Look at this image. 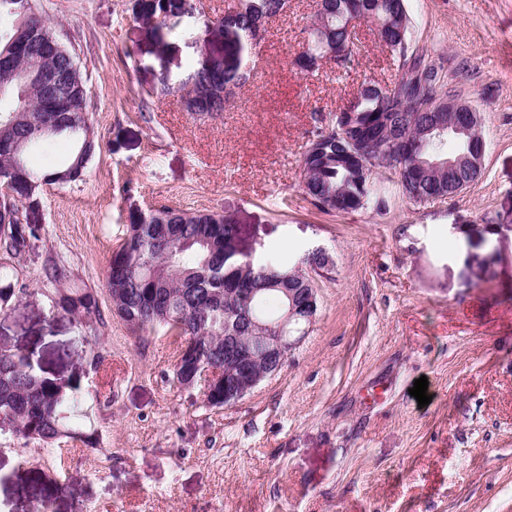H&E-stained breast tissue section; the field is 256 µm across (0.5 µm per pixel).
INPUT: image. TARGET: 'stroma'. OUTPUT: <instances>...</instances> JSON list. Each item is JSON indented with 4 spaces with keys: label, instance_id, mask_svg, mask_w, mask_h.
<instances>
[{
    "label": "stroma",
    "instance_id": "1",
    "mask_svg": "<svg viewBox=\"0 0 512 512\" xmlns=\"http://www.w3.org/2000/svg\"><path fill=\"white\" fill-rule=\"evenodd\" d=\"M318 0H288L248 62L251 78L216 119L162 91L220 57L202 14L164 39L135 0H30L87 77L101 149L81 180L45 184L44 234L17 260L0 344L41 374L79 376L96 447L0 436V512H512V0H406L413 47L442 60L441 94L482 118L481 179L447 200L400 194L386 209L320 212L301 186L313 132L399 60L359 29L350 71L301 72ZM207 209L237 225V247L287 265L322 248L315 322L283 367L230 406L173 379L164 329L135 335L114 315L104 360L77 318L51 315L46 256L97 292L130 212ZM427 377L432 401L410 395Z\"/></svg>",
    "mask_w": 512,
    "mask_h": 512
}]
</instances>
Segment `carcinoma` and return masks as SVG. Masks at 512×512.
<instances>
[{
	"label": "carcinoma",
	"mask_w": 512,
	"mask_h": 512,
	"mask_svg": "<svg viewBox=\"0 0 512 512\" xmlns=\"http://www.w3.org/2000/svg\"><path fill=\"white\" fill-rule=\"evenodd\" d=\"M232 31L214 28L223 39L224 61L196 68L189 76L198 111L224 110V104L207 95L208 88L242 87L248 75L243 57L253 47L255 24L275 19L288 9V0H240ZM193 0H135V18L160 31L170 29L192 14ZM365 20L375 26L380 40L401 59L395 81L379 89L367 83L338 110V115L317 129L303 154L300 176L305 195L324 213L334 212L331 202L342 197V210L368 204L386 205L383 173L400 174L399 193L414 203L443 195L464 174H448L429 162L458 155L468 149V139L434 135L438 113L424 104L440 99L437 84L441 68L425 54L409 51L411 41L405 0H323L315 33L300 54L298 64L318 66L331 47L336 64L346 67L360 51L352 23ZM40 25L52 32L45 20L28 17L26 0H0V53H12L29 32ZM72 52L65 49L53 60L41 56L23 59L33 71L54 64L67 67ZM35 93L23 82L0 76V145L25 144L17 157L0 150V188L11 193L13 209L0 213V249L23 258L42 239L43 226L19 223V208L36 203L39 188L47 183L79 180L86 164L100 148L98 138L86 142L82 123L86 83L81 69L67 75L63 95L69 112H33L29 100ZM350 112L346 120L342 113ZM60 137L73 147L70 156L53 171L30 166L31 153L47 150ZM373 171L361 170L360 162ZM122 242L109 261L104 288L111 311L129 326L144 330L161 327L186 338L187 345L174 370L180 379L199 365L224 367V337L249 335L250 319L275 323L285 311V288H298L306 273L275 260L255 263L233 251L236 225L210 211L163 207L154 212L132 213ZM45 278L58 286L51 313L76 315L91 331L88 342L100 344L98 326L103 323L97 294L69 288V269L50 258ZM95 397L80 391L79 384H60L30 367L28 358L0 347V435L8 434L27 445L49 444L64 436L93 446L78 407Z\"/></svg>",
	"instance_id": "obj_1"
}]
</instances>
